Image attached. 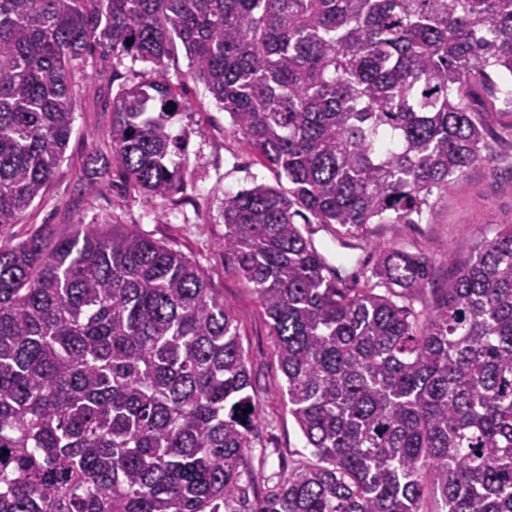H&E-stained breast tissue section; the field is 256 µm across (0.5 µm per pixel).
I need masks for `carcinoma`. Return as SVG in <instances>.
<instances>
[{"mask_svg": "<svg viewBox=\"0 0 512 512\" xmlns=\"http://www.w3.org/2000/svg\"><path fill=\"white\" fill-rule=\"evenodd\" d=\"M179 46L288 182L224 194L221 248L316 462L256 491L262 414L224 300L180 251L76 224L0 247V512H423L429 493L439 512H512V225L413 319L394 298L434 292L427 257L378 246L388 294L343 288L300 228L413 224L492 161L470 100L512 85V0H0V232L63 162L90 57L151 73L113 99L86 177L183 187Z\"/></svg>", "mask_w": 512, "mask_h": 512, "instance_id": "1", "label": "carcinoma"}]
</instances>
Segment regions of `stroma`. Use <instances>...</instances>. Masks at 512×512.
Instances as JSON below:
<instances>
[{
    "instance_id": "1",
    "label": "stroma",
    "mask_w": 512,
    "mask_h": 512,
    "mask_svg": "<svg viewBox=\"0 0 512 512\" xmlns=\"http://www.w3.org/2000/svg\"><path fill=\"white\" fill-rule=\"evenodd\" d=\"M166 65L172 80L185 90L183 107L171 119V130L180 139L181 159L193 173L183 190L167 199L150 197L127 188L116 169L104 184L88 185L84 171L91 150L104 152L111 144L113 98L123 87L150 76L148 64L128 56L103 68L90 59L71 76L75 120L66 157L43 198L33 203L20 224L0 232V246L15 244L36 230L56 239L78 222L126 224L196 262L213 294L223 298L248 358L263 415L248 457L257 488L264 492L276 485L284 469L307 464L311 456L279 392L284 376L267 318L251 286L225 263L220 244L225 193L256 183L277 185L278 174L257 162L241 137L232 134L228 113L194 78L184 51H177ZM471 105L482 111L492 132L493 160L473 166L459 180L434 191L417 223L371 224L356 238L335 224L305 225V233L344 287L383 293L372 275L379 246L428 257L435 287H444L482 241L499 226L512 224V114L481 88Z\"/></svg>"
}]
</instances>
